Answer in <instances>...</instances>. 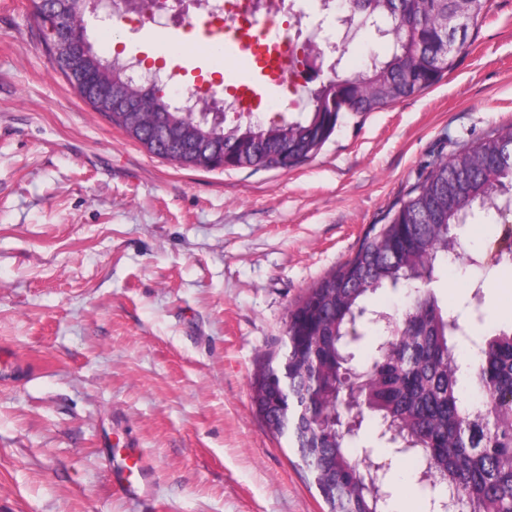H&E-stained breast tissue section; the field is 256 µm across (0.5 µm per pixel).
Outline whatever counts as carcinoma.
Here are the masks:
<instances>
[{"label":"carcinoma","instance_id":"obj_1","mask_svg":"<svg viewBox=\"0 0 512 512\" xmlns=\"http://www.w3.org/2000/svg\"><path fill=\"white\" fill-rule=\"evenodd\" d=\"M364 10L347 14L355 37L385 23L388 50H375L358 70L339 69L358 42L341 50L326 82L311 94L303 112H278L267 121L204 124L194 112L170 103L156 87L141 88L150 112L112 105L110 120L130 126L129 136L156 156L204 169L260 166L293 168L315 156L335 132L342 113L377 112L425 91L454 68L453 56L436 51L454 42L442 18L461 8L476 27L486 0H361ZM112 85L128 73L117 59L93 53ZM91 90L81 98L99 112L105 86L88 72ZM340 93L336 111L326 105ZM187 139L208 150L194 161L176 160L174 144ZM512 192V127L464 140L451 154L438 152L420 182L392 209L389 222L372 227L354 256L323 278L288 312L286 351L269 357L257 377L256 402L270 431L291 435L303 464L313 473L328 512H389L385 484L375 477L371 457L351 449L363 423L373 418L378 437L395 434L396 445L416 457V479L438 486L451 512H512V330L478 343L463 365L458 343L484 322L479 308L462 319L445 309L422 285L436 269L460 260L452 229L478 212L495 218L499 201ZM482 257L491 267L512 264V224H502ZM410 284L415 294L389 322L391 337L363 361L353 343L359 328L373 323L367 300L377 290ZM474 386L481 403L463 398Z\"/></svg>","mask_w":512,"mask_h":512}]
</instances>
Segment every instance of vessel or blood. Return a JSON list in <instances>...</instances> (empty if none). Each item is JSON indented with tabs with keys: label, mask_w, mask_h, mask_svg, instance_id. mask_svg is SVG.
Segmentation results:
<instances>
[{
	"label": "vessel or blood",
	"mask_w": 512,
	"mask_h": 512,
	"mask_svg": "<svg viewBox=\"0 0 512 512\" xmlns=\"http://www.w3.org/2000/svg\"><path fill=\"white\" fill-rule=\"evenodd\" d=\"M285 37L273 34L264 28L251 27L245 35L222 37L225 52L245 57L248 66L243 75L233 76L236 90L248 99L261 97L266 80H277L283 59ZM153 466L149 458L135 448L129 449L125 463L114 472L118 488L125 494L136 497L147 496L152 490Z\"/></svg>",
	"instance_id": "b4317fda"
}]
</instances>
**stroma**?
Wrapping results in <instances>:
<instances>
[{
	"label": "stroma",
	"mask_w": 512,
	"mask_h": 512,
	"mask_svg": "<svg viewBox=\"0 0 512 512\" xmlns=\"http://www.w3.org/2000/svg\"><path fill=\"white\" fill-rule=\"evenodd\" d=\"M95 51L147 60L197 90L173 21L86 17ZM123 27L122 43L108 35ZM512 125V0H489L432 88L344 114L288 170H203L147 151L94 112L44 46L31 0H0V512H324L310 472L252 399L288 311L458 139ZM441 306L482 300L512 328V266L437 269ZM393 512H432L408 453L365 422ZM149 497L114 488L129 448Z\"/></svg>",
	"instance_id": "obj_1"
}]
</instances>
